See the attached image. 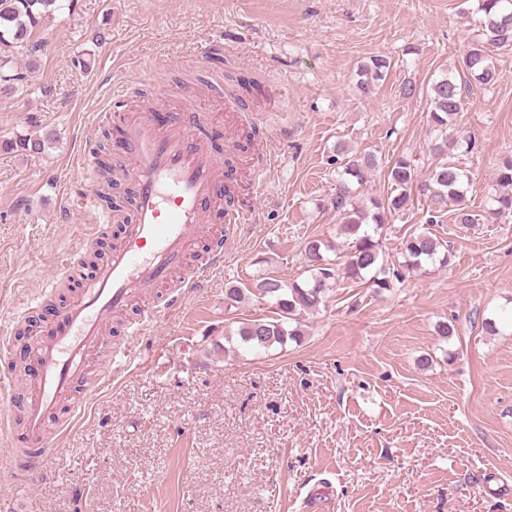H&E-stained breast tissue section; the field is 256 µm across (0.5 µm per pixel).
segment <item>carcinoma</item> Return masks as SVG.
<instances>
[{
	"mask_svg": "<svg viewBox=\"0 0 512 512\" xmlns=\"http://www.w3.org/2000/svg\"><path fill=\"white\" fill-rule=\"evenodd\" d=\"M477 2L479 34L467 46L461 68L479 84L490 87L501 78L492 49L512 48V0ZM57 7H61L59 0H0V49L33 50L28 39ZM391 66L392 60L384 55L370 57L361 69L362 79L357 84L360 96L374 95L377 82ZM427 95L432 135L430 152L438 158L429 178L419 181L412 161L398 157L387 168L388 182L394 186V193L368 198L363 196L362 187L377 168L374 154L348 156L344 147H336V157L331 159L336 165L332 205L341 217L340 229L346 244L342 252L331 259L325 255L329 250L327 242L319 237L307 238L302 256L308 276L300 282L258 272V298L274 308L276 317L242 323L238 336L247 346L267 350L295 338L297 330L290 325L300 323L302 312L318 306L324 291L333 285L347 281L370 288L378 296L402 282L405 270H420L435 263L448 265L444 244L428 234L412 235L405 241L404 262L398 268L391 267L382 250L387 216L404 211L416 202L426 206L425 222L428 224L436 222L450 202L457 204L456 223L475 222L474 215L464 206L472 173L448 154V130L456 126L466 107L462 88L454 78L444 75L427 87ZM121 170L122 165L112 164L110 158L101 161L100 175L107 187L116 184L114 178ZM504 218L512 219V157L496 170L493 193L484 209V220L488 224H496Z\"/></svg>",
	"mask_w": 512,
	"mask_h": 512,
	"instance_id": "1",
	"label": "carcinoma"
}]
</instances>
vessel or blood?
Wrapping results in <instances>:
<instances>
[{
    "mask_svg": "<svg viewBox=\"0 0 512 512\" xmlns=\"http://www.w3.org/2000/svg\"><path fill=\"white\" fill-rule=\"evenodd\" d=\"M124 98V87L114 88L100 114L101 123L120 128L115 147L123 153L135 186L121 242L86 280L79 297L58 310L31 342L28 396L11 393L6 398L7 407L19 405L25 412V446L15 461L31 476L48 472L65 431L61 408L83 407L76 397L79 380L97 357L113 319L138 301L139 323L151 321L159 305L147 300L148 290L172 288L174 271L193 252L198 260L186 285L198 287L224 265L223 225L246 224L252 218L249 207L224 196L235 175L228 158L247 151L233 123L224 125V154L219 157L209 144V121L161 114L151 107L127 109ZM77 205L95 215L94 236L109 233L111 214L101 205L95 185H88Z\"/></svg>",
    "mask_w": 512,
    "mask_h": 512,
    "instance_id": "b4317fda",
    "label": "vessel or blood"
}]
</instances>
